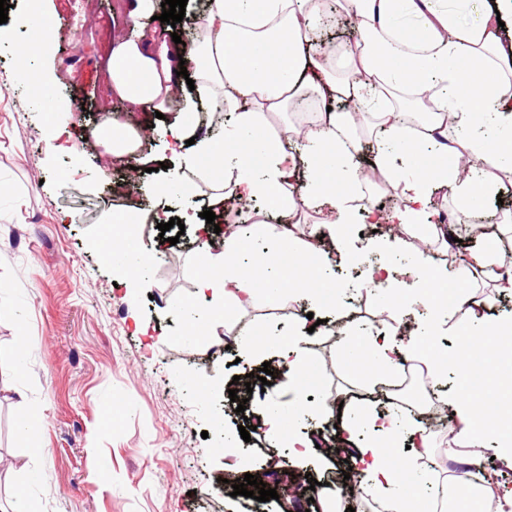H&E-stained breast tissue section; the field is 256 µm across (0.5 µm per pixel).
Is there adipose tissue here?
<instances>
[{
	"label": "adipose tissue",
	"mask_w": 512,
	"mask_h": 512,
	"mask_svg": "<svg viewBox=\"0 0 512 512\" xmlns=\"http://www.w3.org/2000/svg\"><path fill=\"white\" fill-rule=\"evenodd\" d=\"M329 10L352 13L357 20L359 42L348 51L341 74L319 41ZM154 12L155 0H134L130 23L140 32L133 39H114L108 81L113 97L159 111L179 87L180 66L164 36L143 26ZM199 29L195 89L223 102L233 120L217 140L198 136L185 122L169 127L171 138L181 146L193 141L190 163L206 165L218 177L232 173L240 205L260 200L267 212L292 217L323 208L329 218L322 229L264 225L260 234L276 246L271 259L253 250V229L226 226L222 248L195 257V298L182 309L191 335H204L210 323L232 318L259 298L330 306L324 260L349 239L357 216L347 202L355 185L376 179L395 191L400 204L394 211L368 206L364 212L370 223L390 225L389 237L398 246L418 225L435 235L434 192L448 190L462 210L475 212L501 178L512 176V138L479 134L490 121L512 130V0H210ZM303 89L323 104L339 103L340 111L320 113L308 123H283L271 134L272 116L290 111L293 93ZM359 127L395 142V150L372 167L359 166L348 149ZM138 232L137 214L130 209L113 215L98 245L126 251L117 268L135 287L149 289L153 283L144 269L151 255L139 247ZM506 235L512 236L511 225L486 238L473 263L488 273L497 293L512 296V276L496 272L497 239ZM371 280L393 285V305H424L438 321L448 311L447 270L419 261L405 279L383 265ZM462 337L460 349L449 356L430 334L403 321L352 337L340 358L366 362L376 380L397 368L405 350L420 357L432 375L460 373L450 402L449 458L464 466L492 458L511 471L512 412L502 407L512 405V388L483 396L484 383L472 373L479 364L512 367V318L490 325L475 321L464 326ZM305 342L301 331L275 345L256 331L238 338L237 345L255 355L277 348L286 376L292 377L310 368L301 354ZM309 410L298 390L287 411L267 407L261 425L272 438L287 439L302 457L315 443L292 423ZM340 441L354 451L360 498L381 499L384 512H432L425 492L435 481L432 472L407 487L414 464L400 454L407 446L428 449L426 430L354 409L341 419Z\"/></svg>",
	"instance_id": "obj_1"
}]
</instances>
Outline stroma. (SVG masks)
Returning a JSON list of instances; mask_svg holds the SVG:
<instances>
[{
    "mask_svg": "<svg viewBox=\"0 0 512 512\" xmlns=\"http://www.w3.org/2000/svg\"><path fill=\"white\" fill-rule=\"evenodd\" d=\"M8 2V34L0 38V464L8 466L0 512H10L19 487L40 501L41 512H280L278 500L232 496L237 475L226 472L214 434L237 433L245 414L221 390L201 401L191 383L208 370L227 383L269 363L271 386L252 379L250 390L238 392L245 413H257L284 389L279 360L270 352L258 360L225 350L221 326L187 344L174 314L194 290L200 213L212 210L221 225L238 221L236 203L223 199L232 183L220 191L211 182L192 183L181 155L170 150L164 130L181 119L180 98L169 101L164 118L152 110L135 114L153 129L142 151L161 170H141L135 156L105 160L99 130L128 110L107 79L112 28L127 20L120 0ZM32 9L51 21L50 31L20 25ZM21 43L38 47L37 80L29 85L14 80ZM40 88L46 101L36 96ZM175 180L185 192L144 191ZM132 200L140 203L141 246L156 252L148 290L132 287L97 245L102 227ZM173 218L182 222L169 230L179 241L161 243L157 225ZM384 237V228L360 222L352 227V259H326L339 309L316 306L307 315L260 298L239 317L235 330L243 336L256 327L282 336L307 318L330 319L305 349L320 381L307 391L316 411L302 416L297 430L336 436L328 404L338 392L352 408L403 418L418 413L417 405L393 401L338 359L346 337L390 328L403 314L383 303L389 284H368L372 267L401 268L411 258L402 247L379 252L375 244ZM23 418L38 423L27 436L16 428ZM242 449L269 488L298 490V512H325V500L313 497V479L354 512L380 508L375 500L342 496L343 458H299L287 443L257 432Z\"/></svg>",
    "mask_w": 512,
    "mask_h": 512,
    "instance_id": "35a3bbf8",
    "label": "stroma"
}]
</instances>
